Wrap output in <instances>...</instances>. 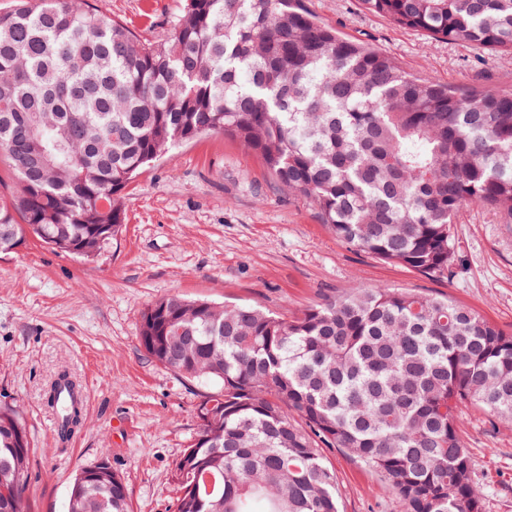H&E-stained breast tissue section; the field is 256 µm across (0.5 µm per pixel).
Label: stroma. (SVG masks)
<instances>
[{"mask_svg": "<svg viewBox=\"0 0 512 512\" xmlns=\"http://www.w3.org/2000/svg\"><path fill=\"white\" fill-rule=\"evenodd\" d=\"M141 39L168 37L183 0H93ZM345 38L407 72L458 85L512 89V62L434 40L370 12L361 0H305ZM121 234L84 261L34 240L0 253V407L20 410L32 455L22 512H67L75 475L107 462L133 512H174L175 464L198 431L203 385L148 357L145 309L179 295L246 303L294 317L354 288L444 296L512 333V226L473 205L453 227L452 276H425L338 240L309 200L274 186L261 158L212 133L180 145L124 192ZM87 385L70 443L52 433L45 391L60 372ZM484 512H512V424L469 410L461 426ZM323 454L343 512H403L383 479L339 449Z\"/></svg>", "mask_w": 512, "mask_h": 512, "instance_id": "obj_1", "label": "stroma"}]
</instances>
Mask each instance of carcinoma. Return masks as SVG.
Segmentation results:
<instances>
[{"label": "carcinoma", "mask_w": 512, "mask_h": 512, "mask_svg": "<svg viewBox=\"0 0 512 512\" xmlns=\"http://www.w3.org/2000/svg\"><path fill=\"white\" fill-rule=\"evenodd\" d=\"M395 24L512 58V0H362ZM221 132L309 199L346 244L443 276L470 205L512 224V91L416 77L338 36L304 0H187L145 42L91 0L0 12V252L33 235L90 257L122 231L149 163ZM140 342L213 387L176 466L175 512H340L322 448L374 470L404 512H483L461 434L468 410L512 422V335L445 297L356 288L291 319L171 295ZM64 433L82 411L61 406ZM30 443L0 407V512H20ZM68 512H130L122 477L82 468Z\"/></svg>", "instance_id": "carcinoma-1"}]
</instances>
